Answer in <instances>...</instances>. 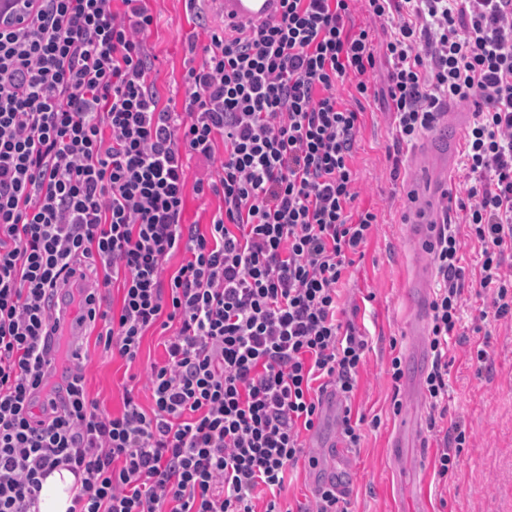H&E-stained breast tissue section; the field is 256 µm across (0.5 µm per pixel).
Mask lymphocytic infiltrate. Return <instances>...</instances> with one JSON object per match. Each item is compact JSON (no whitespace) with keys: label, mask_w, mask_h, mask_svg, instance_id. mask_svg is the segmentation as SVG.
<instances>
[{"label":"lymphocytic infiltrate","mask_w":512,"mask_h":512,"mask_svg":"<svg viewBox=\"0 0 512 512\" xmlns=\"http://www.w3.org/2000/svg\"><path fill=\"white\" fill-rule=\"evenodd\" d=\"M352 0H282L254 29L213 33L162 103L146 45L147 0H32L0 26V512H39L41 480L76 478L69 512H282L321 394L351 399L368 348L340 300L378 215L354 189V145L378 57L389 63L397 145L432 131L447 103L476 102L472 178L454 205L482 250L494 318L512 317V0H364L390 30L375 43ZM209 163L189 180L183 158ZM220 201L207 231L188 194ZM463 244L439 224L430 247L431 411L448 398ZM184 259L177 268L169 261ZM118 285L78 309L104 348L135 361L146 332L172 329L143 374L153 406L118 414L83 373L53 383L42 349L58 287L88 269ZM49 391L61 401L37 408Z\"/></svg>","instance_id":"obj_1"}]
</instances>
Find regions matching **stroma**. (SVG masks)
Masks as SVG:
<instances>
[{
  "label": "stroma",
  "mask_w": 512,
  "mask_h": 512,
  "mask_svg": "<svg viewBox=\"0 0 512 512\" xmlns=\"http://www.w3.org/2000/svg\"><path fill=\"white\" fill-rule=\"evenodd\" d=\"M147 5L155 17L148 38L151 77L162 98L182 101L185 72L200 62V48L209 44L224 19L211 4L200 23L193 19L185 0H148ZM387 70L385 59H378L368 77L371 95L363 102V124L354 150L358 202L373 207L378 222L365 257L351 268L344 290L357 305L355 323L369 340L351 403L353 414L365 422L361 446L351 450L348 459V510L413 512L410 502L415 493L407 483L415 475L422 481L426 512H512V321L481 315L490 304L491 292L479 285L480 247L468 225L457 227L464 244L462 265L467 279L462 320L448 350V414L440 421L439 432H425L423 452L398 459L390 452L395 406L422 421L428 420L430 412L421 377L410 374L409 358L426 347L427 338L412 333L414 293L408 282L415 270L425 271L423 293L430 298L438 278L432 257L414 251L417 226L409 203H427L429 220H438L440 191L431 185L429 176L432 149L442 137L454 134L461 138L465 132L442 123L413 147L396 149L394 115L384 95ZM96 337L92 328L84 339L89 354L84 368L89 397L101 409L116 413L130 390L143 409H150V391L131 377L163 360V335L148 331L131 364L105 350ZM479 346L489 354L488 367L482 371L470 358L471 350ZM396 355L404 371L397 383L388 373ZM454 422L465 429L466 442L458 469L442 482L433 473L432 460L443 444V429Z\"/></svg>",
  "instance_id": "1"
}]
</instances>
